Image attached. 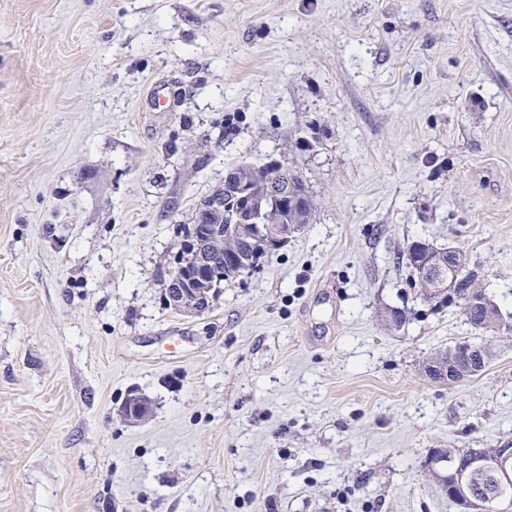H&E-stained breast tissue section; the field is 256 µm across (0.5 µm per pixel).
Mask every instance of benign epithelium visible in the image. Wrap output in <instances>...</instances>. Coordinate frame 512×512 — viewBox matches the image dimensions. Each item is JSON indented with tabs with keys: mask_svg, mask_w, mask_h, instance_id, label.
<instances>
[{
	"mask_svg": "<svg viewBox=\"0 0 512 512\" xmlns=\"http://www.w3.org/2000/svg\"><path fill=\"white\" fill-rule=\"evenodd\" d=\"M306 194L294 184L283 188L271 187L267 191V203L255 201L251 183L237 172L230 171L224 177V187L210 195L203 204L206 210H223L224 196L231 195L238 205L227 215L228 222L249 231L250 245L261 257H265L285 245L294 234V227L285 223L288 208L295 198ZM224 252V226L212 225L207 234L192 233L181 243L178 252L168 265L165 288L166 305L178 312L201 315L213 305L221 291L223 272L216 263V255ZM121 416L130 422H143L152 415L150 398L138 388L127 390L119 407ZM474 468L491 474L499 484L512 483V451L475 461ZM424 469L435 481L450 479L444 484L448 494L456 499L468 500L472 496V473L469 470L448 472L442 459L430 458ZM478 512H512V498L490 495L475 503Z\"/></svg>",
	"mask_w": 512,
	"mask_h": 512,
	"instance_id": "benign-epithelium-1",
	"label": "benign epithelium"
}]
</instances>
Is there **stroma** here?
<instances>
[{
  "instance_id": "obj_1",
  "label": "stroma",
  "mask_w": 512,
  "mask_h": 512,
  "mask_svg": "<svg viewBox=\"0 0 512 512\" xmlns=\"http://www.w3.org/2000/svg\"><path fill=\"white\" fill-rule=\"evenodd\" d=\"M242 163L312 220L176 312ZM415 240L512 311V0H0V512H460L423 463L512 448V336L428 379L470 333L416 298ZM193 221L199 230L214 225H211V231L207 234L191 233L183 239L178 252L169 262L164 295L169 308L201 315L212 307L218 297L222 289V277L227 282L244 272L252 271L258 265L251 269L243 264L233 266L232 262L236 263L240 255L229 250L236 248L241 254H246L249 249L247 243L235 235H229L231 233L227 226L230 224L226 220L223 223L221 216L213 212L200 216L196 209ZM222 252L224 257L228 253L231 259L224 263V274L215 260L216 255ZM462 342H456L453 345H449L448 348L437 350L429 358L428 365L430 366L432 363H442L446 367L448 366V372L456 375L460 371H466L467 376L465 379L473 378L480 374L494 357L492 347L486 344L487 347L490 348L488 355L482 362L472 363L464 354L458 351V345ZM119 411L127 421L143 422L152 415L153 404L151 399L141 393L138 388L131 387L127 390Z\"/></svg>"
}]
</instances>
